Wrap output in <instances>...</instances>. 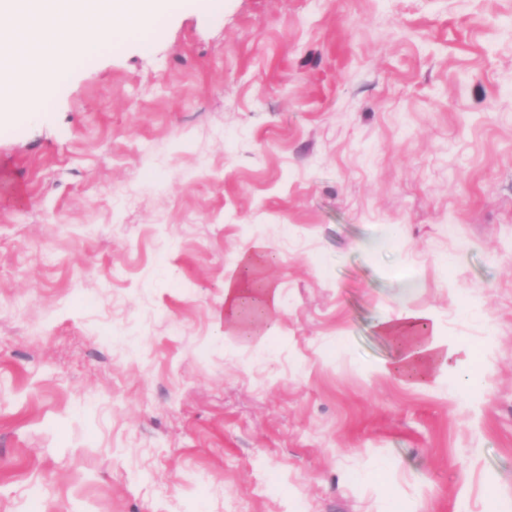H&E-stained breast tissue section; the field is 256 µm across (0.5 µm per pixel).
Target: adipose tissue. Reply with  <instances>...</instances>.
Masks as SVG:
<instances>
[{"instance_id":"adipose-tissue-1","label":"adipose tissue","mask_w":512,"mask_h":512,"mask_svg":"<svg viewBox=\"0 0 512 512\" xmlns=\"http://www.w3.org/2000/svg\"><path fill=\"white\" fill-rule=\"evenodd\" d=\"M266 257L265 245L257 241L241 251L237 264L242 276L224 281V335L263 343L271 335V323L280 310V292L265 278H257ZM424 312L404 309L378 323L381 335L395 342L394 373L439 381L444 371L454 373L451 393L465 399L482 388L483 379L471 366V352L461 342L442 341L427 334Z\"/></svg>"}]
</instances>
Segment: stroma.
<instances>
[{
	"instance_id": "1",
	"label": "stroma",
	"mask_w": 512,
	"mask_h": 512,
	"mask_svg": "<svg viewBox=\"0 0 512 512\" xmlns=\"http://www.w3.org/2000/svg\"><path fill=\"white\" fill-rule=\"evenodd\" d=\"M257 239L262 349L224 336ZM404 307L468 405L387 371ZM509 500L512 0H184L0 127V512ZM265 244L255 241L241 251L237 264L242 268L241 277H231L224 281V336L225 338L250 340L257 344L263 343L272 335L270 328L274 316L280 311L279 288L270 280L255 277L262 271L263 260L267 256ZM255 298V299H254ZM255 301L266 313L261 321L245 314L243 307L246 302ZM425 318L423 311L403 309L379 321V333L395 343L392 371L430 383L438 382L442 373L451 369L455 373L451 394L467 400L470 392L482 389L484 383L471 367L470 350L459 341H441L427 335Z\"/></svg>"
}]
</instances>
